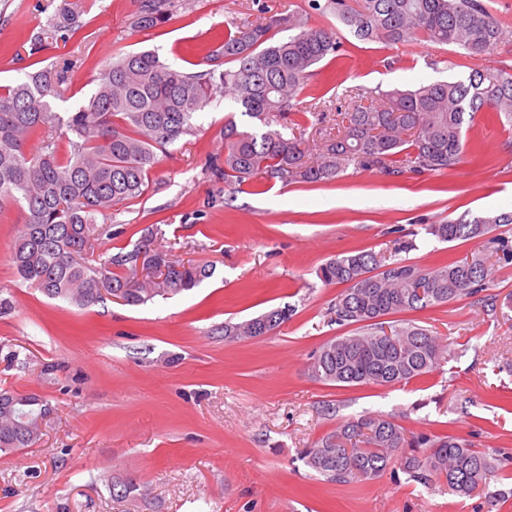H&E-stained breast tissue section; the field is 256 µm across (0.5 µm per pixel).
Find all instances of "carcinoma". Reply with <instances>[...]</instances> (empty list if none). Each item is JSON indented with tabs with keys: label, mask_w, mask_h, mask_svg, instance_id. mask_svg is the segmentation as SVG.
Instances as JSON below:
<instances>
[{
	"label": "carcinoma",
	"mask_w": 512,
	"mask_h": 512,
	"mask_svg": "<svg viewBox=\"0 0 512 512\" xmlns=\"http://www.w3.org/2000/svg\"><path fill=\"white\" fill-rule=\"evenodd\" d=\"M331 13L362 39L400 44L423 39L457 45L487 56L506 38L483 0H308L307 8L258 16L224 33L218 48L202 58L207 69L187 73L170 67L151 50L115 49L91 96L73 112H55L49 98L60 95L64 68L40 66L59 40L83 39L88 21L78 3L60 8L48 26L26 42L32 70L25 79L0 85V208L17 204L24 223L9 246L20 279L45 296L81 307L103 301L99 289L127 305L177 295L211 277L212 269L183 263L155 246L156 228H145L131 250L105 253L91 266L86 255L106 228L98 217L142 196L159 154L184 135L222 89L253 120L241 130L235 116L224 119V151L210 155L211 180L243 186L263 175L283 182L329 181L353 166L387 175L423 174L458 165L467 153V131L480 115L512 120V72L475 69L463 79L381 93L378 104L355 103L336 113L337 133H323L314 161H304L297 135L307 114L323 127V110L307 111L301 96L310 69L338 57L333 27H311L310 12ZM177 20L172 0H136V33ZM288 36L277 39L278 32ZM67 138L60 151L57 135ZM36 141V149L28 143ZM512 224V211L487 212L469 221L430 224L426 233L453 242L483 237ZM491 256H465L432 268L358 250L324 263L317 276L342 285L332 312L354 332L324 342L309 374L324 383L393 387L420 380L450 359L462 357L430 329L410 320L389 327L393 314L474 297L493 279ZM292 310L273 308L242 322L224 323V339L266 336L288 322ZM0 451L33 447L51 412L48 403L10 390L0 396ZM26 402H18L19 398ZM307 465L330 481L375 480L399 467L422 485L448 486L459 495L488 489L512 461L479 450L460 435L408 434L391 417L370 414L346 421L305 453Z\"/></svg>",
	"instance_id": "1"
}]
</instances>
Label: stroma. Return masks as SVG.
I'll return each instance as SVG.
<instances>
[{
	"label": "stroma",
	"mask_w": 512,
	"mask_h": 512,
	"mask_svg": "<svg viewBox=\"0 0 512 512\" xmlns=\"http://www.w3.org/2000/svg\"><path fill=\"white\" fill-rule=\"evenodd\" d=\"M65 0H0V83L24 78V42ZM507 32L490 58L455 45L364 40L333 15L310 25L336 27L343 56L313 69L306 98L335 110L350 92L411 89L463 77L486 62L512 70V0H484ZM176 22L135 33L134 0H84L81 41L58 42L45 65L69 59L57 112L85 101L116 47L157 50L197 71L225 27L286 13L302 0H175ZM234 102L216 93L201 132L171 144L148 190L113 212L112 236L88 257L130 248L157 225L158 246L175 260L212 266L193 290L129 306L105 299L84 308L22 283L8 246L23 222L0 209V389L48 400L50 414L33 447L0 452V512H512V500L461 497L406 474L367 482L325 480L306 448L339 424L367 413L392 417L409 432L471 437L512 454V310L487 298L512 292V262L496 264L482 295L410 313L464 349L424 382L401 387H337L308 373L313 352L349 335L331 322L340 286L317 277L336 255L389 248L395 233L415 235L405 260L433 267L486 239L439 241L427 224L512 210V123L476 121L462 163L442 172L386 175L350 169L334 180L285 184L260 178L230 188L210 180L207 158ZM293 315L276 334L226 342L227 320L276 307ZM18 360H10V352Z\"/></svg>",
	"instance_id": "35a3bbf8"
}]
</instances>
